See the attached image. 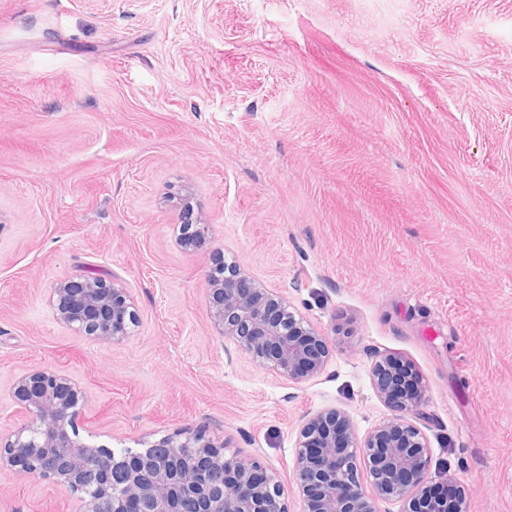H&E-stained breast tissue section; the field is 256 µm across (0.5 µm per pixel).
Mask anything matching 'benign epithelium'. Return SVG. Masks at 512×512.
Here are the masks:
<instances>
[{"instance_id":"benign-epithelium-1","label":"benign epithelium","mask_w":512,"mask_h":512,"mask_svg":"<svg viewBox=\"0 0 512 512\" xmlns=\"http://www.w3.org/2000/svg\"><path fill=\"white\" fill-rule=\"evenodd\" d=\"M201 220L183 225L180 246L206 244ZM203 282L218 334L245 350L258 364L271 365L290 381L321 374L332 347L303 319L288 311L279 295L253 288L220 261L206 268ZM51 302L57 319L81 336L101 341L131 336L139 314L127 288L108 274L82 273L58 283ZM400 359L381 355L372 383L395 415L364 439L356 436L348 415L336 408L321 411L302 426L297 443L296 479L303 512H377L385 499H403L404 512H463L465 490L453 476L439 484L456 496L430 495L427 481L429 443L406 416L419 413L427 387L418 372L396 391ZM19 425L0 438V471L45 480L77 496L79 512H98L101 494L109 512H288L281 487L256 458L224 456V442L197 429L166 438L172 447L190 448L187 456L159 461L149 451L116 455L101 445L79 440L78 405L85 393L66 374L33 370L11 389ZM362 454L365 473L355 463Z\"/></svg>"}]
</instances>
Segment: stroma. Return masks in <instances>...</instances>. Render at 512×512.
<instances>
[{
  "mask_svg": "<svg viewBox=\"0 0 512 512\" xmlns=\"http://www.w3.org/2000/svg\"><path fill=\"white\" fill-rule=\"evenodd\" d=\"M219 257L334 343L318 377L217 335ZM88 269L129 289V338L58 321L52 288ZM380 353L428 383L429 480L512 512V0H0V435L13 382L61 370L82 440L203 426L302 512L300 428L390 418ZM75 507L0 472V512ZM202 219H197L195 223L183 224V233L180 238V246L189 250L202 249L206 244V229L208 224H203Z\"/></svg>",
  "mask_w": 512,
  "mask_h": 512,
  "instance_id": "stroma-1",
  "label": "stroma"
}]
</instances>
